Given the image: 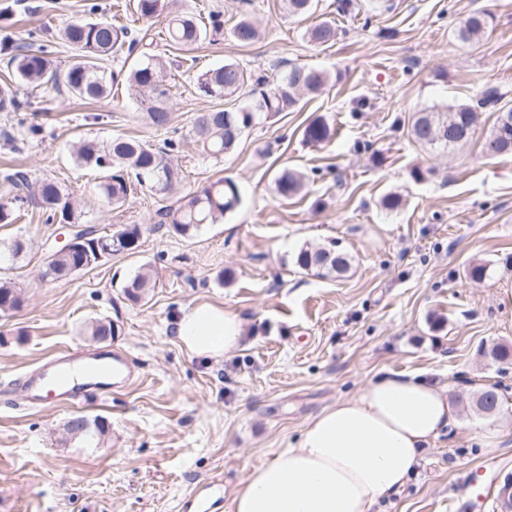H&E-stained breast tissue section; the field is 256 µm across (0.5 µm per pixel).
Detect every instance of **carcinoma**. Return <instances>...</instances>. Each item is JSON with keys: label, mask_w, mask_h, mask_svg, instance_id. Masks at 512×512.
Segmentation results:
<instances>
[{"label": "carcinoma", "mask_w": 512, "mask_h": 512, "mask_svg": "<svg viewBox=\"0 0 512 512\" xmlns=\"http://www.w3.org/2000/svg\"><path fill=\"white\" fill-rule=\"evenodd\" d=\"M176 0H135L133 8L138 18L151 20L165 15V36L168 45L176 51H188L206 39V24L194 13L175 7ZM283 8L290 16H303L314 8L313 0H283ZM490 26V16L474 12L459 25L456 35L464 43L477 42ZM233 37L242 44L258 39V29L246 14H241L232 30ZM309 41L316 45L336 42V20L325 19L307 31ZM147 33L140 35L125 26L112 23L107 17L73 20L60 32L63 42L73 51L68 68L61 72L54 66L48 51L24 48L10 57L9 75L0 82V112H18L24 103L19 98V86L27 85L60 90L65 87L69 95L80 101L99 102L108 97L112 84L119 75L109 68L112 58L128 49L133 53L141 48L138 57L123 77L131 95L140 102L149 125L163 130L171 123L165 101L169 94L166 77L171 70L180 68L181 61L173 56H161L151 51L145 42ZM327 81L324 72L294 65L281 78L269 79L244 69L235 61L207 69L196 78L197 90L215 102L212 109L199 113L191 126L190 137L209 155L220 158L232 153L246 130L261 114L276 115L291 112L305 95L318 93ZM480 105L495 107L496 117L488 129L482 149L488 155L512 154V103L497 86L483 92ZM477 110L468 104L433 105L416 113L410 122L411 140L428 151L450 153L468 143L475 132ZM332 136L330 125L321 118L310 122L304 129V140L318 145ZM176 150L172 140L158 147L147 140L118 134L109 141L97 144L86 139L71 143L75 163L94 169L97 174L95 190L107 204L120 207L136 188L156 195L173 193L181 182V171L173 163L171 152ZM8 192L0 196V225L16 222V213L22 206L34 203L46 216L45 222L81 224L78 204L62 187L44 179L38 183L25 171L4 176ZM302 187L301 176L283 171L276 180V189L283 198L297 194ZM240 203L235 183L221 178L195 192L176 208L157 212V227L168 225L172 232L184 237L194 235L202 225L214 224L224 218ZM76 234L86 238L80 252L60 251L48 261L42 278L63 279L77 272L100 265L95 241L101 234L81 228ZM142 230L138 224H121L111 231L109 243L114 254H132L141 245ZM299 268L326 277L346 273L350 268L348 255L336 245H321L301 249L296 256ZM156 286V278L148 267L140 268L126 283L124 291L132 301L146 296ZM24 303L19 286L11 281H0V312L18 311ZM72 434L91 437L103 432L81 417L67 423Z\"/></svg>", "instance_id": "1"}]
</instances>
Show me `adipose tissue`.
<instances>
[{
	"mask_svg": "<svg viewBox=\"0 0 512 512\" xmlns=\"http://www.w3.org/2000/svg\"><path fill=\"white\" fill-rule=\"evenodd\" d=\"M174 334L194 356L221 360L243 344L240 317L201 303L182 309ZM454 420L450 386L389 371L305 424L295 443L249 476L231 512H371L398 492L423 451Z\"/></svg>",
	"mask_w": 512,
	"mask_h": 512,
	"instance_id": "obj_1",
	"label": "adipose tissue"
}]
</instances>
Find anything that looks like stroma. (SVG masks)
Instances as JSON below:
<instances>
[{"label":"stroma","mask_w":512,"mask_h":512,"mask_svg":"<svg viewBox=\"0 0 512 512\" xmlns=\"http://www.w3.org/2000/svg\"><path fill=\"white\" fill-rule=\"evenodd\" d=\"M94 1L115 23L132 25L128 0H0V74L20 43H45L88 17ZM357 2L359 13L345 18L338 0H315L299 20L282 0H182L190 12L220 14L224 26L186 52L171 79L165 130L147 123L121 83L102 102L36 90L22 115L0 112V132L20 120L30 128L21 151L0 147V193L6 172L25 170L81 199L85 226L143 229L135 253L52 281L41 274L73 227L46 223L32 205L0 226V245L20 233L29 242L0 268L24 296L20 311L0 314V512H195L198 495L209 512H229L242 483L313 415L381 371L450 383L456 414L416 475L372 512H450L467 471L484 464L494 477L512 472V364L483 355L495 343L512 347V156L483 154L495 118L488 109L473 140L447 155L422 151L408 135L412 115L427 106L473 105L490 85L512 91V0ZM476 11L491 15L490 27L479 43H461L455 30ZM243 12L261 30L249 45L231 34ZM326 17L342 32L335 44L313 45L307 31ZM227 61L272 78L301 64L328 81L294 111L258 120L234 153L216 159L188 132L212 106L196 93V74ZM318 117L333 135L312 145L303 131ZM116 134L178 140L183 194L224 177L236 183L240 205L191 237L154 228L157 210L178 197L138 190L121 208L107 207L69 143ZM416 168L422 179L413 178ZM286 169L304 177L287 199L275 187ZM392 192L403 198L396 211L381 205ZM331 241L351 259L346 275L297 266L301 248ZM473 264L488 265L483 281L467 277ZM145 265L156 286L131 301L124 285ZM200 303L241 318L244 342L234 355L215 362L176 340L181 309ZM98 319L115 324L112 340L92 338ZM100 353L125 356L134 383L92 385L74 403L29 402L28 378L53 358L80 363ZM494 385L500 408L485 417L473 399ZM76 416L103 421L104 432L90 440L68 433ZM488 428L503 432L491 453L477 442Z\"/></svg>","instance_id":"stroma-1"}]
</instances>
